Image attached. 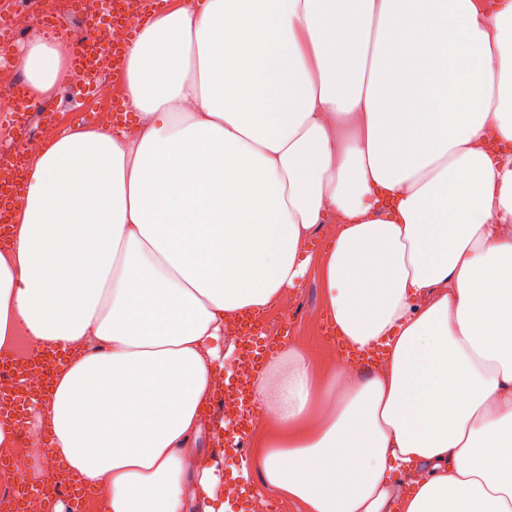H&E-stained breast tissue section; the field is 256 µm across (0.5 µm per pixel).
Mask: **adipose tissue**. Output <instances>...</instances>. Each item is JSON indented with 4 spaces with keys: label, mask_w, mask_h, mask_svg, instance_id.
<instances>
[{
    "label": "adipose tissue",
    "mask_w": 512,
    "mask_h": 512,
    "mask_svg": "<svg viewBox=\"0 0 512 512\" xmlns=\"http://www.w3.org/2000/svg\"><path fill=\"white\" fill-rule=\"evenodd\" d=\"M60 65L30 42L33 97ZM123 80L138 132L61 130L0 251V353L70 352L38 420L103 512L214 485L187 466L214 342L300 286L330 211L328 314L382 362L290 345L255 384L263 481L301 512H512V0H172Z\"/></svg>",
    "instance_id": "ef3b65f1"
}]
</instances>
